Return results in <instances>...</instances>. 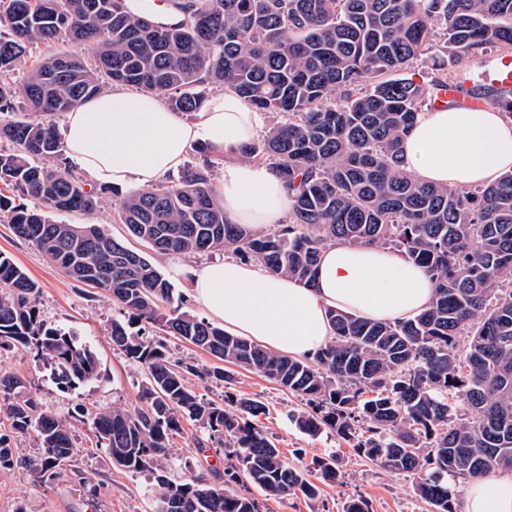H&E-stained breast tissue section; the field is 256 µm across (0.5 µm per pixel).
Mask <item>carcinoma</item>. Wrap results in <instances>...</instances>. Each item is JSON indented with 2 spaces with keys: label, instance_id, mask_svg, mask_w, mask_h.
<instances>
[{
  "label": "carcinoma",
  "instance_id": "1",
  "mask_svg": "<svg viewBox=\"0 0 512 512\" xmlns=\"http://www.w3.org/2000/svg\"><path fill=\"white\" fill-rule=\"evenodd\" d=\"M171 21L132 10L127 0H0V216L13 234L63 272L102 289L121 318L112 343L147 370L141 405L74 419L95 445L131 473L152 474L154 512H263L264 499L320 497L336 480V456L298 468L256 424L264 403L208 400L189 376L228 385L230 367L259 373L296 393L311 411L295 417L325 429L372 463L415 479L429 512H457V486L512 470V174L468 189L424 184L405 168L404 141L437 86L493 101L512 116V90L465 89L453 67L491 45L512 47V0H183ZM442 36L452 57L434 54ZM90 44L94 63L68 53L30 62L38 44ZM423 56L438 74L425 85L385 78ZM28 110L64 113L112 83L160 95L185 114L214 87L282 122L241 155L263 161L290 192L288 222L252 231L224 220L210 163L188 166L176 183L131 191L118 212L128 235L160 254L230 247L245 262L305 284L323 248L336 242L393 248L430 274L428 309L404 321L336 312L334 336L310 357L291 358L181 311L174 286L139 252L96 225L63 224L54 213L93 212L107 187L62 167L55 125L12 119ZM40 288L0 253V347L32 349L72 390L98 377L94 352L76 333L48 322ZM159 327L205 351L199 369L172 359L149 337ZM467 335L465 346L459 336ZM20 377L0 372V473L23 463L44 483L68 475L70 429L42 410ZM190 420L205 429L200 453L224 449L212 478L167 476L171 440ZM34 433L41 452L22 458L11 436Z\"/></svg>",
  "mask_w": 512,
  "mask_h": 512
}]
</instances>
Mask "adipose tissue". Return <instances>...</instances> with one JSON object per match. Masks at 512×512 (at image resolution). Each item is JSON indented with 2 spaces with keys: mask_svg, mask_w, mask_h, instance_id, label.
Here are the masks:
<instances>
[{
  "mask_svg": "<svg viewBox=\"0 0 512 512\" xmlns=\"http://www.w3.org/2000/svg\"><path fill=\"white\" fill-rule=\"evenodd\" d=\"M262 118L232 90L209 95L195 121L156 95L106 91L62 119L66 154L88 183L148 188L183 164L194 145L227 154L259 137ZM406 167L422 183L468 188L512 171V119L501 112L443 109L419 113L404 144ZM215 191L228 223L260 230L284 223L285 182L263 162L225 164ZM194 300L226 332L292 358L331 339L332 311L373 320L415 316L433 296L429 273L400 254L338 243L323 249L313 285L234 260L181 267ZM462 512H512V471L470 481Z\"/></svg>",
  "mask_w": 512,
  "mask_h": 512,
  "instance_id": "adipose-tissue-1",
  "label": "adipose tissue"
}]
</instances>
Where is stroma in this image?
Instances as JSON below:
<instances>
[{
	"label": "stroma",
	"instance_id": "1",
	"mask_svg": "<svg viewBox=\"0 0 512 512\" xmlns=\"http://www.w3.org/2000/svg\"><path fill=\"white\" fill-rule=\"evenodd\" d=\"M119 196L103 195L92 213H59L56 221L66 224H96L114 237L124 235L117 223ZM132 248L145 254L153 265L170 278L177 295L183 299V311L201 316L202 311L188 290L187 282L174 276L171 265L201 266L227 259L218 250L192 256L159 254L149 245L132 241ZM0 252L9 255L40 287L39 306L48 321L77 332L99 361L96 380L81 384L72 391L60 390L51 363L37 358L28 349L0 348V371L23 377L28 391L44 411L64 418L75 405L94 412L112 408L131 409L139 403V390L147 380V371L115 347L110 326L118 308L111 297L68 278L46 255L32 244L16 238L9 225L0 223ZM194 390L218 401L225 393L249 397L265 403L266 415L259 422L285 456L304 449L307 457L335 455L339 476L324 483L318 500L301 496L270 499L264 512H341L352 497L370 500L373 512H427L413 491L411 477L394 474L358 455L352 443L336 439L331 432L311 435L300 431L291 415L304 411L306 405L294 393L260 374L235 369L230 387L224 388L192 379ZM71 431L79 454L75 471L50 484L40 480L25 466L0 475V512H153L157 486L144 474H132L116 467L104 449L95 445L88 425L72 422Z\"/></svg>",
	"mask_w": 512,
	"mask_h": 512
}]
</instances>
